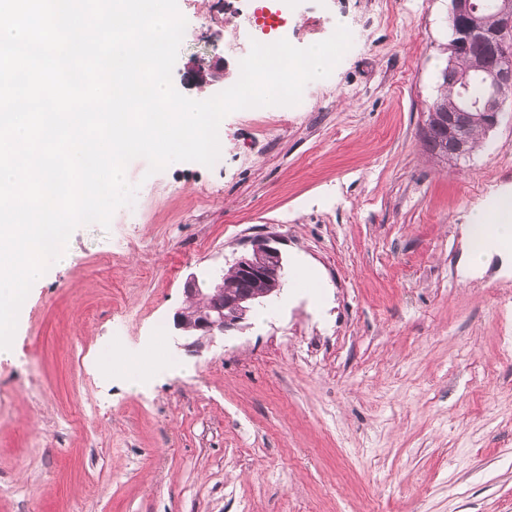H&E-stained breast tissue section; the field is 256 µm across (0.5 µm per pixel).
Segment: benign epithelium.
Returning a JSON list of instances; mask_svg holds the SVG:
<instances>
[{
  "label": "benign epithelium",
  "mask_w": 512,
  "mask_h": 512,
  "mask_svg": "<svg viewBox=\"0 0 512 512\" xmlns=\"http://www.w3.org/2000/svg\"><path fill=\"white\" fill-rule=\"evenodd\" d=\"M499 22L484 25L475 0H449L448 58L442 72L443 82L452 88H464L468 73L457 66L458 59L471 50H480L498 60L481 76L485 95L479 104L484 131L490 132L504 115V102L512 97V0H497ZM448 125V146L443 156L448 161L467 157L461 130L444 111H430L426 124ZM271 237L253 243L251 251L237 257L232 264L237 281L224 285V276L199 281L189 276L184 283L185 306L173 317L177 338L184 347L199 345L205 339L222 336L237 329L248 314L284 287V259Z\"/></svg>",
  "instance_id": "7a95c632"
}]
</instances>
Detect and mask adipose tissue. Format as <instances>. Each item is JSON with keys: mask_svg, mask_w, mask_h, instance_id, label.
Wrapping results in <instances>:
<instances>
[{"mask_svg": "<svg viewBox=\"0 0 512 512\" xmlns=\"http://www.w3.org/2000/svg\"><path fill=\"white\" fill-rule=\"evenodd\" d=\"M469 266L479 269L492 252L512 257V190L493 196L475 210L466 227Z\"/></svg>", "mask_w": 512, "mask_h": 512, "instance_id": "adipose-tissue-1", "label": "adipose tissue"}]
</instances>
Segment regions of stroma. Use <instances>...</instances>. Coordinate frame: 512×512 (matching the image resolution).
Returning <instances> with one entry per match:
<instances>
[{"instance_id": "1", "label": "stroma", "mask_w": 512, "mask_h": 512, "mask_svg": "<svg viewBox=\"0 0 512 512\" xmlns=\"http://www.w3.org/2000/svg\"><path fill=\"white\" fill-rule=\"evenodd\" d=\"M236 6L178 0L183 95L236 79ZM448 6L293 0L295 47L340 24L354 38L307 111L228 114L220 166L129 163L133 204L74 230L0 359V483L17 488L0 512H512V261L464 272L471 213L512 187V118L469 158L431 156ZM219 57L223 81L196 82ZM272 235L285 289L243 328L196 352L168 341L138 390L98 373L113 342L137 352L172 327L189 275Z\"/></svg>"}]
</instances>
